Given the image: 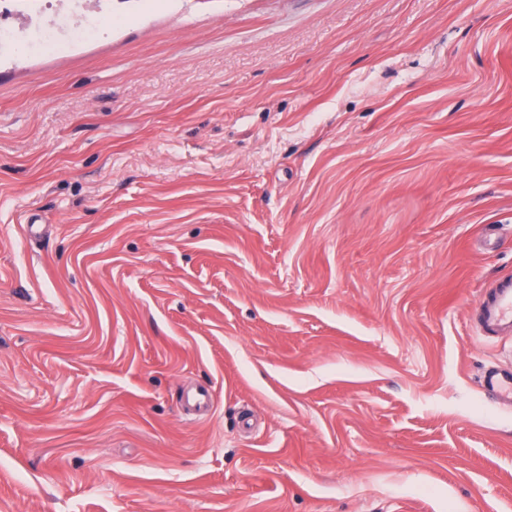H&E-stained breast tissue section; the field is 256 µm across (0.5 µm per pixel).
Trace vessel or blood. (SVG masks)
Listing matches in <instances>:
<instances>
[{
    "mask_svg": "<svg viewBox=\"0 0 512 512\" xmlns=\"http://www.w3.org/2000/svg\"><path fill=\"white\" fill-rule=\"evenodd\" d=\"M473 319L484 339L493 341L512 335V276H501L485 284ZM480 383L497 404L512 407L511 367H486Z\"/></svg>",
    "mask_w": 512,
    "mask_h": 512,
    "instance_id": "1",
    "label": "vessel or blood"
}]
</instances>
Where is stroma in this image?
<instances>
[{"label": "stroma", "instance_id": "1", "mask_svg": "<svg viewBox=\"0 0 512 512\" xmlns=\"http://www.w3.org/2000/svg\"><path fill=\"white\" fill-rule=\"evenodd\" d=\"M65 39L0 49V512H512V0ZM473 319L486 340L512 335V276H500L485 284ZM484 391L499 405L512 407V368L490 365L481 375Z\"/></svg>", "mask_w": 512, "mask_h": 512}]
</instances>
